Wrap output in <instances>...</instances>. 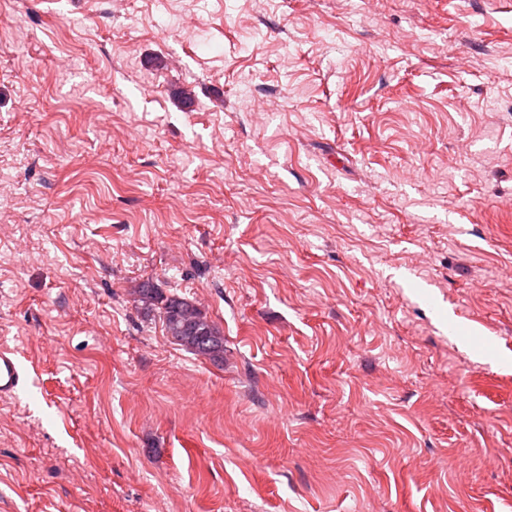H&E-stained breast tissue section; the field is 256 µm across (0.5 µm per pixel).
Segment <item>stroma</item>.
I'll list each match as a JSON object with an SVG mask.
<instances>
[{"label": "stroma", "instance_id": "1", "mask_svg": "<svg viewBox=\"0 0 512 512\" xmlns=\"http://www.w3.org/2000/svg\"><path fill=\"white\" fill-rule=\"evenodd\" d=\"M0 173V512H512V0H0ZM135 302L145 313L156 312L167 336L193 353L214 362L224 358V334L199 307L185 297L165 295L153 283L135 290ZM23 382L21 368L13 353L0 350V399L14 397Z\"/></svg>", "mask_w": 512, "mask_h": 512}]
</instances>
